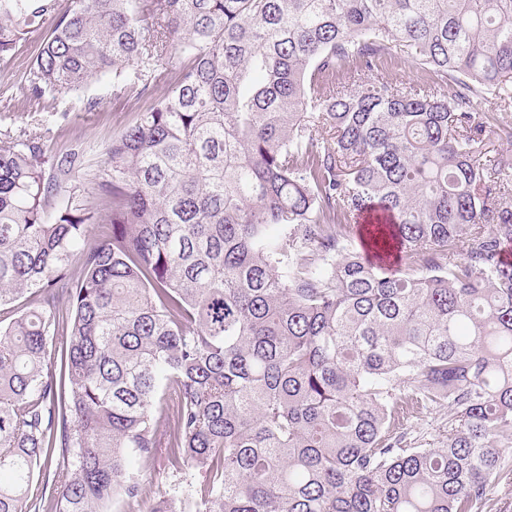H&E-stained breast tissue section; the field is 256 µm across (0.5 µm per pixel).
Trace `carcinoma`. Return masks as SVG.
<instances>
[{
  "mask_svg": "<svg viewBox=\"0 0 512 512\" xmlns=\"http://www.w3.org/2000/svg\"><path fill=\"white\" fill-rule=\"evenodd\" d=\"M397 42L420 79L388 77ZM26 49L29 112L167 90L99 165L0 140V512H36L37 473L56 512L138 501L160 447L204 477L148 512L493 509L512 154L481 162L473 112L499 98L512 139V0H0V63ZM446 430H448V405L438 407L431 414L413 421L409 428V437L420 439L423 443L425 441L432 443Z\"/></svg>",
  "mask_w": 512,
  "mask_h": 512,
  "instance_id": "carcinoma-1",
  "label": "carcinoma"
}]
</instances>
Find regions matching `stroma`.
<instances>
[{"label":"stroma","mask_w":512,"mask_h":512,"mask_svg":"<svg viewBox=\"0 0 512 512\" xmlns=\"http://www.w3.org/2000/svg\"><path fill=\"white\" fill-rule=\"evenodd\" d=\"M28 64L29 56L24 53L7 66H0V90H6L12 98L11 107L0 104V133L26 126L42 132L46 145L52 150L68 147L76 135L96 146H104L130 121L132 113L150 108L164 91L159 85L143 96H127L118 93L111 78L105 77L91 83L85 95L62 92L48 109L28 113L21 106L25 91L20 80ZM87 95L100 98L101 104L95 111L85 110L83 98Z\"/></svg>","instance_id":"obj_1"}]
</instances>
